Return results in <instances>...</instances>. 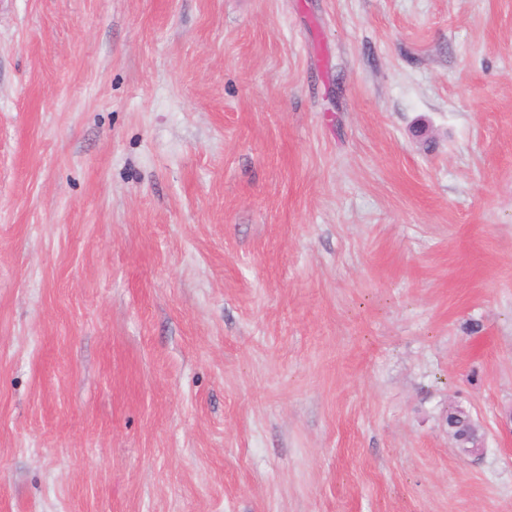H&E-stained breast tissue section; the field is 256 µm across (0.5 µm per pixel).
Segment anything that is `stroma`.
Returning a JSON list of instances; mask_svg holds the SVG:
<instances>
[{
    "instance_id": "obj_1",
    "label": "stroma",
    "mask_w": 512,
    "mask_h": 512,
    "mask_svg": "<svg viewBox=\"0 0 512 512\" xmlns=\"http://www.w3.org/2000/svg\"><path fill=\"white\" fill-rule=\"evenodd\" d=\"M0 512H512V0H0Z\"/></svg>"
}]
</instances>
